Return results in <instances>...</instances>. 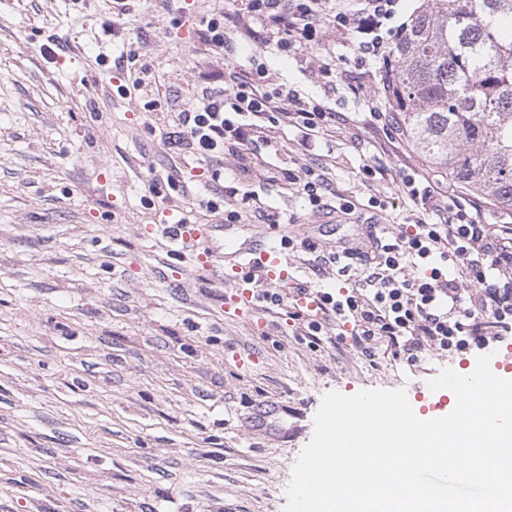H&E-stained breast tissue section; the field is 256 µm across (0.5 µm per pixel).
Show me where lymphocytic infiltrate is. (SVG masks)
Returning a JSON list of instances; mask_svg holds the SVG:
<instances>
[{"instance_id": "obj_1", "label": "lymphocytic infiltrate", "mask_w": 512, "mask_h": 512, "mask_svg": "<svg viewBox=\"0 0 512 512\" xmlns=\"http://www.w3.org/2000/svg\"><path fill=\"white\" fill-rule=\"evenodd\" d=\"M243 38L266 52L310 42L316 25L329 20L355 35L361 55L388 60L380 34L395 15L396 0H239ZM202 98L178 112L196 160L215 161L225 149L275 154L267 132L292 127L303 144L321 141L336 127L335 113L302 101L296 90L269 88L265 71H204ZM418 218L412 231L392 234L380 224L366 227L365 250L330 253L359 278L350 291L323 292L318 311L295 307L303 336L319 345L330 325L347 327L356 352L375 360L385 349L393 360L421 361L426 349L441 352L485 349L512 335V223H488L478 203L444 187L425 172L404 182Z\"/></svg>"}]
</instances>
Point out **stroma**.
Instances as JSON below:
<instances>
[{
  "instance_id": "1",
  "label": "stroma",
  "mask_w": 512,
  "mask_h": 512,
  "mask_svg": "<svg viewBox=\"0 0 512 512\" xmlns=\"http://www.w3.org/2000/svg\"><path fill=\"white\" fill-rule=\"evenodd\" d=\"M208 9V0H128L123 13L113 0H0V512H283L325 393L412 399L442 368L480 354L428 349L417 366L373 365L347 336L312 347L284 304L225 317V231L246 246L297 241L283 297L336 289L346 284L337 266L312 269L301 241L361 248L370 221L400 232L415 220L402 180L429 165L390 118H369L378 84L348 82L355 50L332 23L319 22L303 48L270 54L242 41L228 59L179 29ZM50 42L59 49L47 57ZM128 58L145 86L123 97ZM260 64L270 86L296 89L341 123L308 148L298 130H275L270 173L249 151L226 152L212 182L210 165L161 135L199 98V72ZM367 167L389 173L367 177ZM304 168L324 177L328 206L343 197L354 210H317L286 188L283 172ZM152 182L161 195L150 202ZM216 186L242 219L180 249L164 210L198 221L196 196ZM247 192L261 211L243 212ZM204 251L210 264L194 258Z\"/></svg>"
}]
</instances>
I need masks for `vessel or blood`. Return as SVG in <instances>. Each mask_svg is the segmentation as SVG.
Returning <instances> with one entry per match:
<instances>
[{
  "label": "vessel or blood",
  "mask_w": 512,
  "mask_h": 512,
  "mask_svg": "<svg viewBox=\"0 0 512 512\" xmlns=\"http://www.w3.org/2000/svg\"><path fill=\"white\" fill-rule=\"evenodd\" d=\"M164 216L173 240L188 243L200 237L201 230L198 225L170 210L165 211ZM283 255L282 246L273 241L241 246L225 253L224 261L230 264L236 280L233 292L226 295L224 301V311L228 316H238L257 308L259 289L251 278L254 267L259 266L265 270L267 285H276L287 278L288 271L283 265Z\"/></svg>",
  "instance_id": "obj_1"
}]
</instances>
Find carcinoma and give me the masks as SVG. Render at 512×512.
Here are the masks:
<instances>
[{
  "label": "carcinoma",
  "mask_w": 512,
  "mask_h": 512,
  "mask_svg": "<svg viewBox=\"0 0 512 512\" xmlns=\"http://www.w3.org/2000/svg\"><path fill=\"white\" fill-rule=\"evenodd\" d=\"M387 70L385 92L413 150L512 210V0H427Z\"/></svg>",
  "instance_id": "1"
}]
</instances>
